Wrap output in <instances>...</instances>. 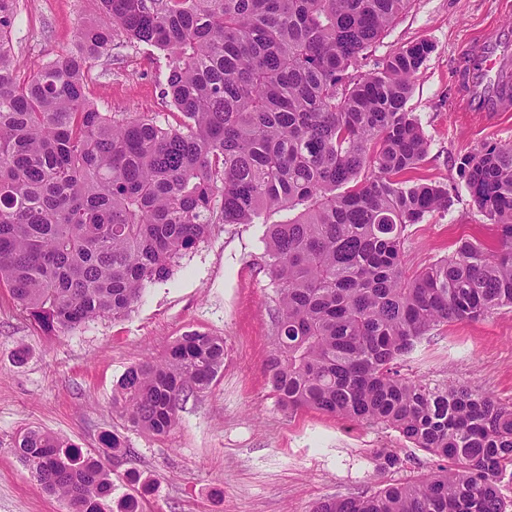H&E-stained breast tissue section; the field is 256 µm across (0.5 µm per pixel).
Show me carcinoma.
<instances>
[{"instance_id": "cac0c4a2", "label": "carcinoma", "mask_w": 512, "mask_h": 512, "mask_svg": "<svg viewBox=\"0 0 512 512\" xmlns=\"http://www.w3.org/2000/svg\"><path fill=\"white\" fill-rule=\"evenodd\" d=\"M74 48L21 77L0 0V282L40 328L72 331L130 311L212 224L267 225L277 323L266 365L290 411L383 424L450 462L412 483L319 503L315 512H506L512 408L470 387L404 377L397 361L453 320L512 307V144L460 159L496 231L462 238L415 271L409 227L448 208L415 181L428 141L406 110L431 52L362 61L410 0H96ZM170 59L163 94L176 127L102 112L85 94L115 35ZM224 367V339L192 333L160 363L130 366L113 405L156 435L182 397ZM20 461L67 512H112L102 457L31 428Z\"/></svg>"}]
</instances>
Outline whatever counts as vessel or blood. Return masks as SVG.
<instances>
[{"mask_svg": "<svg viewBox=\"0 0 512 512\" xmlns=\"http://www.w3.org/2000/svg\"><path fill=\"white\" fill-rule=\"evenodd\" d=\"M479 63L470 71V91L458 106L461 112H512V98L496 91L501 71L512 66V37L497 32L480 38Z\"/></svg>", "mask_w": 512, "mask_h": 512, "instance_id": "obj_1", "label": "vessel or blood"}]
</instances>
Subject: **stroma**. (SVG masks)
I'll list each match as a JSON object with an SVG mask.
<instances>
[{"instance_id": "35a3bbf8", "label": "stroma", "mask_w": 512, "mask_h": 512, "mask_svg": "<svg viewBox=\"0 0 512 512\" xmlns=\"http://www.w3.org/2000/svg\"><path fill=\"white\" fill-rule=\"evenodd\" d=\"M95 17L94 0H19L11 39L20 73L69 51L77 26ZM509 26L512 0H411L368 56L371 67L404 45L432 46L407 108L428 140L415 175L447 188L449 202L410 227L409 268L450 254L460 237L493 235L459 162L485 145L512 143V113L484 118L456 111L454 103L465 89L462 48ZM166 64L162 51L116 37L111 59L88 69V97L103 112L179 124L181 115L160 93ZM264 233L261 224H213L172 277L148 286L127 314L55 336L0 285V512H65L14 451L17 435L29 427L92 452L102 450L104 437L119 435L132 453L107 462L112 498L135 494L138 512H312L325 499L369 494L439 466L392 429L279 405L265 372L276 288ZM191 332L223 338V369L209 389L182 401L168 433L134 428L112 404L120 379L140 360L162 359ZM401 370L512 405V308L449 323L405 357ZM382 452L396 454L399 465L378 472Z\"/></svg>"}]
</instances>
